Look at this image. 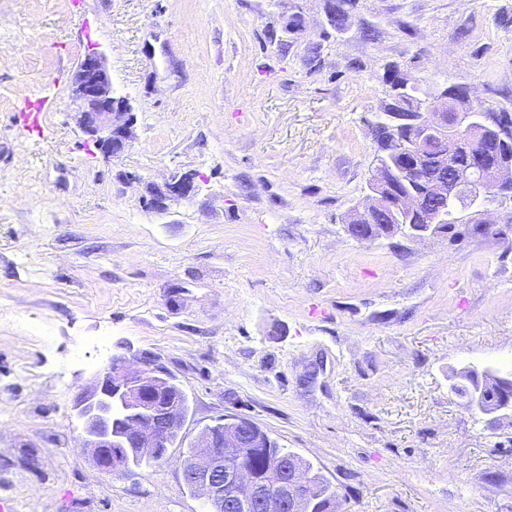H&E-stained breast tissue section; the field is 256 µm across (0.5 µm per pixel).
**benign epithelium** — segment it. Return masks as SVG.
Wrapping results in <instances>:
<instances>
[{"label": "benign epithelium", "mask_w": 512, "mask_h": 512, "mask_svg": "<svg viewBox=\"0 0 512 512\" xmlns=\"http://www.w3.org/2000/svg\"><path fill=\"white\" fill-rule=\"evenodd\" d=\"M72 92L82 105L77 123L94 148L107 157H118L136 141V117L130 102L114 96L105 58L91 53L80 62L72 78ZM471 91L437 87L417 112L391 110L384 121L394 139L387 151L375 152L372 173L378 185L367 184L362 203L355 207L349 232L359 238L376 236L373 217L395 209L401 214L426 211L423 224H395L390 231L420 239L436 233L448 222V215L427 208L432 195L448 198L458 208L462 202L478 207L490 199L512 198V114L476 112L470 108ZM459 100L448 111V100ZM461 151L468 154L465 168L455 177L440 179L437 174L424 178L422 187L399 191L405 167L431 171L448 163V157ZM196 172L176 173L161 188H148L149 203L165 211L173 202L193 196ZM169 372L160 359L144 355L132 369L123 354L112 356L93 382L72 403L81 426L83 447L102 474H124L133 462L120 449L135 448L148 461L164 458L166 439L180 431L183 423L181 398L170 394L166 384ZM471 412L490 421H512V378L480 380L461 396ZM237 448L263 450L255 436V424L246 418L224 419V439L206 430L200 436L194 456L182 467V480L199 491L214 512H317L306 475L294 471L286 480L268 484L255 478L243 458L227 465L224 454Z\"/></svg>", "instance_id": "obj_1"}]
</instances>
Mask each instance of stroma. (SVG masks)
Returning a JSON list of instances; mask_svg holds the SVG:
<instances>
[{
  "label": "stroma",
  "mask_w": 512,
  "mask_h": 512,
  "mask_svg": "<svg viewBox=\"0 0 512 512\" xmlns=\"http://www.w3.org/2000/svg\"><path fill=\"white\" fill-rule=\"evenodd\" d=\"M324 24L323 0H0V512H206L181 461L227 416L345 512H512V427L448 394L450 370H512V201L423 240L346 223L389 68L512 113V0H357ZM93 51L136 115L110 159L71 91ZM23 92L53 103L38 130ZM188 170L193 198L148 206ZM121 353L159 357L188 411L164 459L111 477L71 405Z\"/></svg>",
  "instance_id": "1"
}]
</instances>
